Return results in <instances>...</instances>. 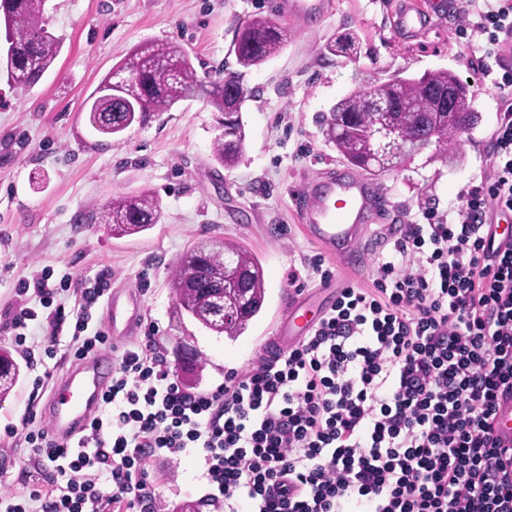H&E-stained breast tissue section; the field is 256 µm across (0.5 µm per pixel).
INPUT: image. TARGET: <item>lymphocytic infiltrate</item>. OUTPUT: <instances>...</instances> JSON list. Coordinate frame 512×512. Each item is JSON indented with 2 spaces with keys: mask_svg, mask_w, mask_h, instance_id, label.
I'll use <instances>...</instances> for the list:
<instances>
[{
  "mask_svg": "<svg viewBox=\"0 0 512 512\" xmlns=\"http://www.w3.org/2000/svg\"><path fill=\"white\" fill-rule=\"evenodd\" d=\"M481 70L503 106L488 173L462 194L453 223L424 210L378 257L371 287L337 294L308 336L215 390L191 393L153 350L125 347L77 445L25 417V441L48 487L0 498V512H156L153 459L200 449L216 503L250 512H512V447L494 435L512 398V0H474ZM75 314L76 356L108 338L91 308Z\"/></svg>",
  "mask_w": 512,
  "mask_h": 512,
  "instance_id": "f902f5d3",
  "label": "lymphocytic infiltrate"
}]
</instances>
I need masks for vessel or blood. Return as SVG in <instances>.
Returning <instances> with one entry per match:
<instances>
[{
    "label": "vessel or blood",
    "mask_w": 512,
    "mask_h": 512,
    "mask_svg": "<svg viewBox=\"0 0 512 512\" xmlns=\"http://www.w3.org/2000/svg\"><path fill=\"white\" fill-rule=\"evenodd\" d=\"M277 11L297 23L323 15L330 0H275ZM432 0H400L392 12L391 29L400 38L422 37L434 24ZM302 229L330 257L344 265L359 258V248L371 233L381 204L376 185L358 173L327 170L310 177L298 197ZM301 304H294L281 317L272 338L277 348L295 345L313 327L301 320ZM111 353L74 361L58 379L47 407L49 434L66 443L84 431L98 411L112 377Z\"/></svg>",
    "instance_id": "vessel-or-blood-1"
}]
</instances>
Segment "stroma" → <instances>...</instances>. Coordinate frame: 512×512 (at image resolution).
<instances>
[{"label":"stroma","mask_w":512,"mask_h":512,"mask_svg":"<svg viewBox=\"0 0 512 512\" xmlns=\"http://www.w3.org/2000/svg\"><path fill=\"white\" fill-rule=\"evenodd\" d=\"M270 2L47 0L44 24L63 42L54 66L26 89L0 73V346L16 347L5 313L20 306L21 281L46 269L52 283L67 280L57 301L70 313L81 289L108 269L113 289L143 301L124 344L153 332L156 352L172 367L176 343L184 341L208 358L203 391L221 385L229 372L256 366L290 289L311 291L318 285L307 263L319 249L303 234L294 199L306 176L344 165L324 141L322 116L360 83L382 84L402 69L415 75L453 70L467 82L481 120L459 135L449 154L431 146L376 177L387 204L366 245V263L347 271V278L356 287L370 286L378 256L392 246L385 224L421 221L427 207L453 219L462 205L460 191L479 184L489 168L490 136L501 104L480 68L482 41L458 35L469 5H461L458 16L442 17L425 38L409 41L391 31L396 0H331L327 15L301 25L273 16ZM256 15L287 28L289 41L280 54L242 76L246 141L235 168L218 167L211 159L220 130L216 112L201 99L133 124L117 142L93 130L91 94L138 45L180 43L199 77L215 79L236 71L231 52L236 27ZM344 31L357 34V55H325V44ZM143 191L160 205L161 220L150 230L119 238L89 222L93 204ZM215 238L255 254L267 283L263 310L234 342L174 313L173 267L189 246ZM73 324L70 317L59 329L43 318L36 322L35 343L55 347L51 364L57 378L73 359ZM22 370L13 391L0 399V495L5 496L28 493L50 478L49 470L37 469L23 439L4 432L31 413L36 426L48 425V393L33 391L30 365ZM151 474L162 512H176L187 501L195 503L196 512H224L205 498L206 468L197 449L155 460Z\"/></svg>","instance_id":"35a3bbf8"}]
</instances>
